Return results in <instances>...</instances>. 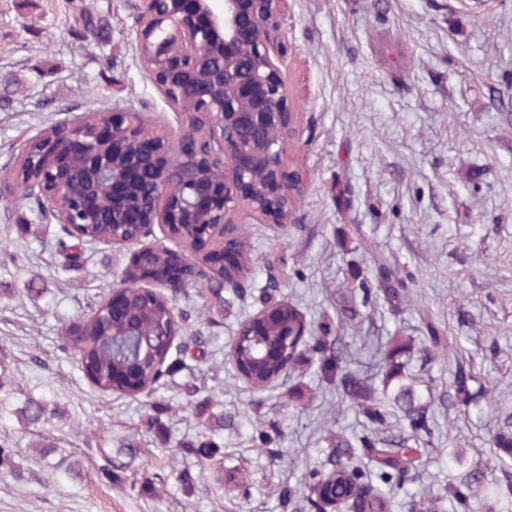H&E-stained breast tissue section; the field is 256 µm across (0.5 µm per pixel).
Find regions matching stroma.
I'll return each instance as SVG.
<instances>
[{
  "instance_id": "1",
  "label": "stroma",
  "mask_w": 512,
  "mask_h": 512,
  "mask_svg": "<svg viewBox=\"0 0 512 512\" xmlns=\"http://www.w3.org/2000/svg\"><path fill=\"white\" fill-rule=\"evenodd\" d=\"M140 5L0 0V448L12 455L0 464V512H310L300 498L279 507V490L321 468L332 430L363 426L316 369L262 393L238 378L228 346L270 295L329 323L376 384L367 337H413L408 367L424 379L435 451L411 469L394 512L441 499L473 469L484 481L469 487L467 512L512 508V457L492 444L512 423V0H287L283 161L301 192L283 228L229 213L228 235L252 261L244 293L224 290L225 305L204 313L200 283L166 289L180 337H208V354L132 397L94 387L63 343L121 285L133 247L92 242L67 258L59 224L17 172L25 142L84 112L129 109L177 141L185 118L133 40ZM379 255L408 290L396 314L374 291ZM354 274L371 294L345 326L339 287ZM431 327L447 348L435 358ZM459 361L468 404L454 397ZM187 382L203 412L188 405ZM31 398L49 409L35 425L23 416ZM209 438L220 453L191 452ZM126 443L135 460L103 475ZM439 510L454 512L442 499Z\"/></svg>"
}]
</instances>
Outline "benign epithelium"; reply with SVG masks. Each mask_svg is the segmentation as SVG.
<instances>
[{
  "mask_svg": "<svg viewBox=\"0 0 512 512\" xmlns=\"http://www.w3.org/2000/svg\"><path fill=\"white\" fill-rule=\"evenodd\" d=\"M284 2L141 0L134 40L153 82L185 115L177 149L145 133L132 110L55 127L35 138L44 143L42 153L26 156L25 172L42 211L75 233L85 224H110L114 246L141 242L156 224L172 235L195 224L193 238L215 261L235 246L230 239L214 246L212 238L237 206L265 224H282L300 193L299 179L282 161L291 120L275 64L285 53ZM268 126L274 131L268 138H239ZM177 163L194 169L179 190L170 183ZM76 164L82 170L77 184L70 176ZM143 185L151 190L147 202L138 200ZM168 256L185 275L176 282L140 280L138 287L151 297L166 301L163 289L203 272L222 274L224 287H238L226 267L203 270L171 249ZM124 300V287L113 288L103 312L118 320Z\"/></svg>",
  "mask_w": 512,
  "mask_h": 512,
  "instance_id": "1",
  "label": "benign epithelium"
}]
</instances>
